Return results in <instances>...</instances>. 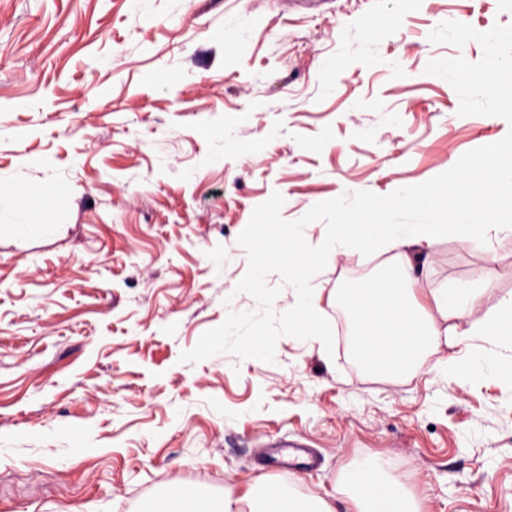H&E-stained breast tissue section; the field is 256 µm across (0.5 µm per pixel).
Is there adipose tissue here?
I'll list each match as a JSON object with an SVG mask.
<instances>
[{"label":"adipose tissue","mask_w":512,"mask_h":512,"mask_svg":"<svg viewBox=\"0 0 512 512\" xmlns=\"http://www.w3.org/2000/svg\"><path fill=\"white\" fill-rule=\"evenodd\" d=\"M440 224H339L336 245L356 244L367 248L385 240L396 250V261L384 278L342 289L344 306L352 321L356 354L364 361L391 372H402L421 364L428 350L458 339L456 323L468 321L467 335L482 336L512 347V297L497 299L482 317H474L472 301L461 294L437 290L434 310H427L412 297L415 259L406 246L421 243L443 232ZM440 312L446 321L438 327L432 317ZM355 512H417L400 484L374 465L364 466L349 476ZM215 512H332L326 500L305 501L282 490L262 498L225 489Z\"/></svg>","instance_id":"adipose-tissue-1"}]
</instances>
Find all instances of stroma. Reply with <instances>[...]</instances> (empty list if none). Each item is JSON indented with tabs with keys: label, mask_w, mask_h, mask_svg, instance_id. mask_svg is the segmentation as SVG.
<instances>
[{
	"label": "stroma",
	"mask_w": 512,
	"mask_h": 512,
	"mask_svg": "<svg viewBox=\"0 0 512 512\" xmlns=\"http://www.w3.org/2000/svg\"><path fill=\"white\" fill-rule=\"evenodd\" d=\"M445 21L512 25V0H0V187L47 192L0 194V512H148L174 484L215 502L260 481L354 512L344 481L368 462L420 512H512V349L469 336L400 377L352 366L336 291L383 273L386 246L314 276L332 350L180 360L256 309L237 239L272 193L294 221L512 129L426 73L482 56L430 42ZM421 251L422 303L464 289L479 316L512 295V232ZM285 441L317 465L259 464Z\"/></svg>",
	"instance_id": "1"
}]
</instances>
